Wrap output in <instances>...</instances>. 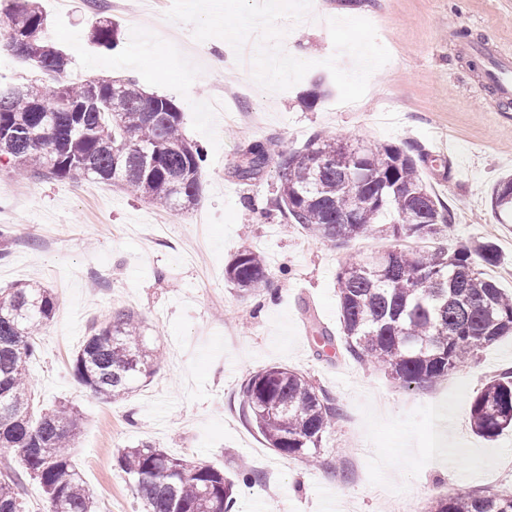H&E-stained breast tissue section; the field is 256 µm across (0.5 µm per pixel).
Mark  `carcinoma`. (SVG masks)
I'll return each mask as SVG.
<instances>
[{
	"instance_id": "carcinoma-1",
	"label": "carcinoma",
	"mask_w": 512,
	"mask_h": 512,
	"mask_svg": "<svg viewBox=\"0 0 512 512\" xmlns=\"http://www.w3.org/2000/svg\"><path fill=\"white\" fill-rule=\"evenodd\" d=\"M7 29L21 26L29 49L10 55L51 85L28 79L0 84V161L19 176L54 179L83 174L117 185L137 198L174 211L197 205L206 163L203 146L182 131L178 106L146 94L130 79L98 91L90 81L65 79L68 58L45 37L46 16L35 0H11ZM117 27L107 16L96 22L93 43L110 51ZM271 154L264 140L241 154L235 175L257 177ZM280 185L275 207L317 241L344 243L380 234L396 241L370 258L350 257L336 274L341 336L312 323L325 346L339 345L352 358L373 362L405 388L418 389L448 377L499 337L512 335V295L485 276L498 261L493 245L465 242L453 250L440 244L452 223L450 208L420 177L423 168L451 176L448 160L420 146L353 143L348 137L312 135L277 155ZM491 209L512 223V178L491 191ZM388 212L392 223L382 224ZM433 240L431 249L405 245ZM262 256L242 250L224 267V278L243 296L269 280ZM52 290L28 282L0 290V451L19 457L18 469L0 473V512H26L25 489L36 481L45 512H94L72 464L71 448L83 427L75 407L35 404L29 367L38 339L52 321ZM157 356L131 309H115L92 327L72 362L74 378L105 402L126 398L134 383L154 373ZM246 420L268 447L288 456L316 458L341 409L327 390L300 372L271 366L240 388ZM474 431L493 438L512 427V370L494 376L470 405ZM118 464L145 501L147 512H232L235 484L205 462L174 457L143 443L124 450ZM425 512H512V494L483 491L437 494Z\"/></svg>"
}]
</instances>
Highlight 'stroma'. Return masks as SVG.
I'll return each instance as SVG.
<instances>
[{
  "label": "stroma",
  "instance_id": "obj_1",
  "mask_svg": "<svg viewBox=\"0 0 512 512\" xmlns=\"http://www.w3.org/2000/svg\"><path fill=\"white\" fill-rule=\"evenodd\" d=\"M52 42L79 80L117 76L140 87L158 83L182 113L185 136L203 144L202 198L172 212L91 179H22L0 166V288L40 281L58 299L56 315L31 364L35 399L72 403L84 428L72 461L97 512H146L117 458L147 442L174 456L208 462L235 485L233 512H398L401 500L493 488L512 457V429L478 435L470 422L475 393L512 367V336L447 379L409 390L369 362L316 343L312 322L339 328L336 274L348 257L385 247L362 237L343 245L310 239L273 206L276 159L241 180V153L266 138L301 147L319 132L375 145L448 147L450 179L423 170L431 193L452 209L446 243L488 241L498 251L487 276L512 293V224L499 223L490 194L512 175V106H505L470 57L494 59L512 46V0H312L299 22L282 19L284 47L314 67L292 88L272 92L248 73L212 70L191 25L166 20L173 0H152L138 27L112 13L118 45L103 51L90 33L89 9L60 10L39 0ZM370 20L390 61L351 110L337 107L338 89L321 62L334 53L327 20ZM468 38H461V31ZM151 47L149 65L133 57ZM322 85L306 106L304 93ZM235 106L232 116L214 109ZM261 252L270 267L273 302L264 291L240 296L224 278L237 252ZM134 310L157 354L155 372L119 403L92 398L74 378L72 360L92 324L112 310ZM285 366L326 389L342 416L326 434L321 461L268 448L244 418L240 386L253 373ZM256 479L243 481V471Z\"/></svg>",
  "mask_w": 512,
  "mask_h": 512
}]
</instances>
